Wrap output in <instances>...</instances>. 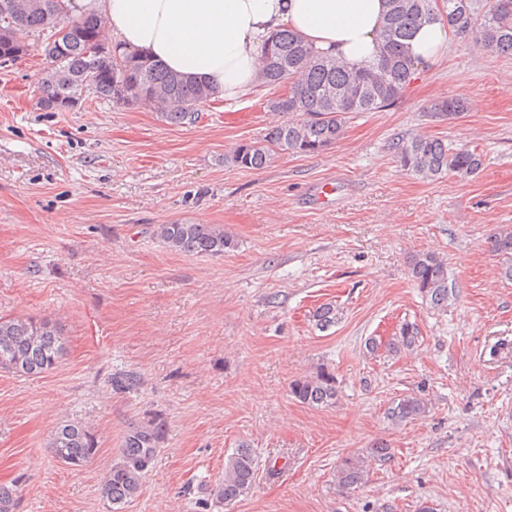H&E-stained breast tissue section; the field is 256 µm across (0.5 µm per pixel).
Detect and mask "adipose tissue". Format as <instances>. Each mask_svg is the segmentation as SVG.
<instances>
[{
  "instance_id": "ef3b65f1",
  "label": "adipose tissue",
  "mask_w": 512,
  "mask_h": 512,
  "mask_svg": "<svg viewBox=\"0 0 512 512\" xmlns=\"http://www.w3.org/2000/svg\"><path fill=\"white\" fill-rule=\"evenodd\" d=\"M72 5L101 14L109 41L214 88L228 102L258 85L262 48L284 28L350 68L374 67L376 35L388 11L386 0H73ZM449 35L439 18L422 23L407 42L416 65L438 60Z\"/></svg>"
}]
</instances>
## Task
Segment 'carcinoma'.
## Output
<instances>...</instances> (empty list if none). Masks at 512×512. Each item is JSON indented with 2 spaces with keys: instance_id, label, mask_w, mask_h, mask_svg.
I'll list each match as a JSON object with an SVG mask.
<instances>
[{
  "instance_id": "carcinoma-1",
  "label": "carcinoma",
  "mask_w": 512,
  "mask_h": 512,
  "mask_svg": "<svg viewBox=\"0 0 512 512\" xmlns=\"http://www.w3.org/2000/svg\"><path fill=\"white\" fill-rule=\"evenodd\" d=\"M10 9L0 8V56L9 54L17 41L13 32L26 27L41 39L51 67L40 80V104L49 108L59 99H90L125 106L147 105L160 111L170 125L192 124L201 108L215 100L213 88L161 68L140 53L100 52L101 17L93 11L74 18V32L55 38L59 32V0H9ZM389 11L380 31V55L371 69L353 71L335 58L318 53L301 35L284 29L270 39L262 51L260 84L281 88L284 93L267 101V106L288 116L268 129L261 139L238 145L224 162L244 169H261L275 154L284 151L310 155L336 144L343 136L348 115L378 112L404 94L415 75L407 41L429 17L439 15L456 34L473 33L488 51L512 56V0H493L481 22H475L476 0H387ZM468 111V103L455 98L437 101L431 112L453 120ZM402 170L423 179L446 174L466 178L477 174L482 152L477 148L451 147L438 137L417 135L394 146ZM154 235L164 247L184 254L220 256L232 246L224 228L216 224L173 222L160 224ZM492 252L509 262L506 275L512 278V229L490 237ZM409 274L416 288L432 307L448 306L454 287L448 283V266L443 258L422 251L409 260ZM339 310L331 303L313 313L316 326L327 330L336 324ZM417 329L405 323L388 342L398 354L415 345ZM64 355V343L55 323L33 318H0V369L22 375H38L53 369ZM290 392L303 404L330 406L336 403V379L323 369L316 375L297 379ZM428 401L416 394L398 399L389 409L393 421L415 419L429 412ZM164 434V422L155 418L132 430L124 440L123 460L109 471L102 484L103 495L114 505L137 493L144 472L154 460ZM56 458L80 466L95 452L94 439L83 424L65 422L56 427L49 442ZM256 477L252 450L241 446L224 466V480L217 498L229 503L250 489ZM339 484L355 487L364 481V464L358 456L342 460Z\"/></svg>"
}]
</instances>
